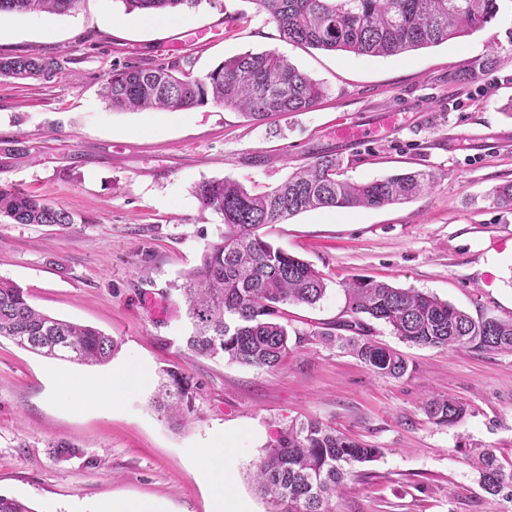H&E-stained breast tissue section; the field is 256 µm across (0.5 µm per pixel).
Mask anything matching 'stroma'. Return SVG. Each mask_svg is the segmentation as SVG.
I'll return each instance as SVG.
<instances>
[{"mask_svg": "<svg viewBox=\"0 0 512 512\" xmlns=\"http://www.w3.org/2000/svg\"><path fill=\"white\" fill-rule=\"evenodd\" d=\"M483 29L388 57L323 51L283 39L253 0H202L172 25H148L122 0H84L77 12L11 16L0 56L56 58L61 76L0 78V147L24 140L29 157L0 167L14 186L70 212L72 226L0 220V277L54 317L118 341L111 361L85 366L42 357L0 338V494L34 512H99L146 501L162 512H211L200 454L224 443L228 490L246 512H270L252 480L276 430L316 419L382 448L330 504L332 512H512V494H488L473 450L512 464V353L449 352L399 340L384 324L373 339L402 356L407 373L380 376L326 332L345 319L343 284L385 281L446 300L473 317L512 319V207L488 194L512 181V0H498ZM273 50L319 83L312 110L254 123L206 105L179 112L117 111L100 91L113 65L190 56L204 75L245 51ZM497 54L496 69L463 81V66ZM492 84L485 96L477 83ZM371 130L341 141L336 122ZM331 152L342 179L361 183L426 170L434 188L382 208L299 213L269 241L304 259L327 283L313 306L286 305L290 350L270 370L228 359L189 361L187 306L173 282L217 241L222 218L193 189L231 178L274 188ZM141 371L115 403L81 404L60 376L105 382ZM186 368L194 412L172 427L153 406L161 368ZM468 406L458 423L424 413L431 399ZM80 453L59 458L58 442Z\"/></svg>", "mask_w": 512, "mask_h": 512, "instance_id": "35a3bbf8", "label": "stroma"}]
</instances>
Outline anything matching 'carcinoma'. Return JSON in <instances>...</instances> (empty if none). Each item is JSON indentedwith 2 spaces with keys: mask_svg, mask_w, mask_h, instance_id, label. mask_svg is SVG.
Returning a JSON list of instances; mask_svg holds the SVG:
<instances>
[{
  "mask_svg": "<svg viewBox=\"0 0 512 512\" xmlns=\"http://www.w3.org/2000/svg\"><path fill=\"white\" fill-rule=\"evenodd\" d=\"M81 0H0V15L69 13ZM201 0H123L127 11L176 12ZM281 37L301 45L358 55L392 56L468 36L497 15V0H256ZM492 54L478 66L466 65L459 77L495 67ZM190 58L167 64L114 68L101 95L114 110L192 109L209 103L240 112L259 122L273 113L314 108L322 87L287 58L274 52L247 51L218 63L203 76L187 66ZM58 62L46 56L0 57V78L50 79ZM341 161L322 154L291 173L271 191L253 192L230 178L207 180L195 187L201 203L220 214L224 233L187 271L174 289L184 298L191 326L184 338L192 358H224L256 369H272L288 354L289 332L278 320L288 304H316L326 293L323 275L309 262L274 247L264 228L319 208H381L406 203L433 188L429 172L396 174L372 182L339 178ZM488 198L512 205V182L493 189ZM16 224L67 226L69 212L36 195L0 185V217ZM348 318L337 336L373 373L400 378L408 370L398 354L370 339L373 323H382L400 340L430 348L468 349L475 353H512V320L473 317L464 310L414 289L351 278L344 285ZM17 347L80 365L109 362L117 347L110 335L91 326L55 318L36 310L17 283L0 278V338ZM163 382L153 398L168 421L181 426L193 411L197 390L185 369L160 370ZM437 425L462 420L467 405L453 397L425 402ZM381 449L352 439L317 420L292 423L277 432L254 467L253 480L274 506L272 512H331V501ZM483 489L496 495L512 484L495 453H475Z\"/></svg>",
  "mask_w": 512,
  "mask_h": 512,
  "instance_id": "1",
  "label": "carcinoma"
}]
</instances>
